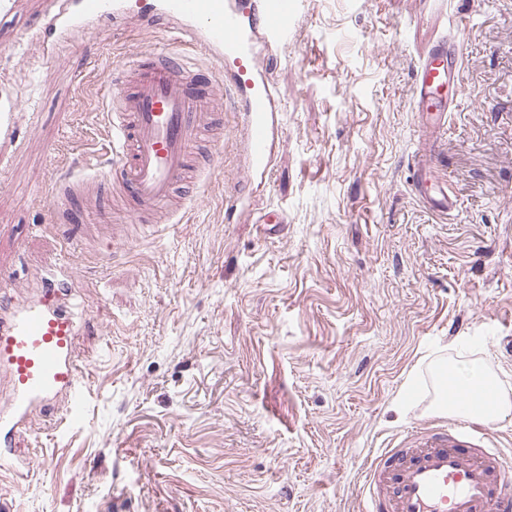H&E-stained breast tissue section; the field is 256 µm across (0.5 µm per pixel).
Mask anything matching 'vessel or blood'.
Instances as JSON below:
<instances>
[{"mask_svg": "<svg viewBox=\"0 0 512 512\" xmlns=\"http://www.w3.org/2000/svg\"><path fill=\"white\" fill-rule=\"evenodd\" d=\"M55 7L42 33L47 48L71 41L98 22L136 12L140 21L165 20L187 36L192 51L222 61L227 88L242 117L248 176L265 177L272 162L279 105L254 52L257 39L273 43L290 36L299 0H251L240 12L234 0H53ZM120 83L110 91L113 157L94 163L87 182L111 181L126 203V218L167 208L184 181L202 179L192 169V146L211 128L208 117L216 88L211 74L178 52H151L135 64H119ZM459 73L453 40H442L421 58L414 84L416 107L426 125L448 122L452 100L442 95ZM16 103L0 104V148L15 143ZM83 183L57 181V204L48 210L50 228L72 227L60 199L78 193ZM418 197L432 211L457 207L447 182L418 180ZM71 268L61 254L43 277L42 296L17 305L16 286L0 272V372L9 383L10 411L0 414V445L12 449L33 434L38 407L62 398L67 420L83 409L87 382L82 373L79 327L61 304ZM469 403L446 429L417 427L397 437L370 464L360 489V512H512V456L490 447L488 433L470 416Z\"/></svg>", "mask_w": 512, "mask_h": 512, "instance_id": "obj_1", "label": "vessel or blood"}]
</instances>
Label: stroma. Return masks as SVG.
<instances>
[{
  "label": "stroma",
  "instance_id": "obj_1",
  "mask_svg": "<svg viewBox=\"0 0 512 512\" xmlns=\"http://www.w3.org/2000/svg\"><path fill=\"white\" fill-rule=\"evenodd\" d=\"M44 23L43 0L0 13L20 135L0 170V270L24 303L63 248L36 229L55 183L108 158L113 59L178 44L105 21L48 54ZM445 37L458 110L430 137L413 82ZM265 62L280 112L260 188L227 94L223 156L195 146L210 170L179 223L80 226L84 417L35 414L30 464L0 468V512H358L366 461L430 421L431 358L464 352L512 388V0H303ZM425 159L452 215L414 190Z\"/></svg>",
  "mask_w": 512,
  "mask_h": 512
}]
</instances>
